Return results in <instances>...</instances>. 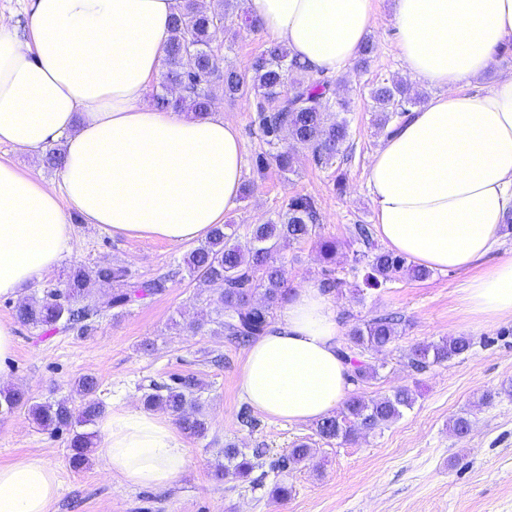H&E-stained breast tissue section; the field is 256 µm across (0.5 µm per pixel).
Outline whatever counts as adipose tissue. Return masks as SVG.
<instances>
[{"instance_id": "ef3b65f1", "label": "adipose tissue", "mask_w": 512, "mask_h": 512, "mask_svg": "<svg viewBox=\"0 0 512 512\" xmlns=\"http://www.w3.org/2000/svg\"><path fill=\"white\" fill-rule=\"evenodd\" d=\"M175 0H33L26 26L0 16V144L60 146L57 184L0 161V297L19 298L73 248L63 209L116 235L174 245L206 239L235 207L245 165L237 125L145 104ZM259 28L311 71L339 74L376 24L372 0H248ZM411 75L437 93L411 112L368 169L376 227L395 253L467 270L512 215V76L470 91L512 42V0H393ZM468 312L512 316V258L472 276ZM328 294L293 290L247 350L240 386L257 411L316 422L350 394ZM98 454L128 484L164 488L187 468L167 415L122 408L99 421ZM58 478L42 459L0 466V512H49Z\"/></svg>"}]
</instances>
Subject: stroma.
Listing matches in <instances>:
<instances>
[{
    "instance_id": "obj_1",
    "label": "stroma",
    "mask_w": 512,
    "mask_h": 512,
    "mask_svg": "<svg viewBox=\"0 0 512 512\" xmlns=\"http://www.w3.org/2000/svg\"><path fill=\"white\" fill-rule=\"evenodd\" d=\"M372 3L376 26L369 35L374 45L370 65L361 71L346 66L334 79L337 95L351 100L346 114L349 147L334 166L317 167L310 150L301 147L295 173L285 175L273 167L257 171L254 158L262 142L252 124V102L216 99L215 111L239 127L243 179L252 187L224 221L244 235L250 225L272 219L285 198L296 193L315 197L320 221L314 234L280 254L285 286L291 291L320 282L325 267L320 244L335 241V272L345 285L331 301L342 331L388 312L402 319L393 344L361 353V360L378 366L379 372L354 385L353 392L371 399L406 386L415 394L412 408L351 444L320 439L314 424H291L260 412L254 426L242 425L239 415L248 405L240 388L246 346L229 344L207 328L187 329L199 311L196 296L206 290L183 263L190 244L115 236L74 213L72 253L28 288V296L56 287L71 267L107 263L127 266L140 281L167 275L166 289L134 302L121 316L97 318L83 335L17 325L14 354L1 369L0 388L22 391L37 401L74 400L76 380L91 373L109 412L141 407L143 385L191 373L201 384L210 429L202 439L184 437L189 466L170 486L150 489L127 485L96 455L84 469L73 470L67 434L39 430L23 409L0 415V466L38 457L56 471L59 490L49 512H512V396L502 392L512 384V316L487 322L470 315L463 302L469 275L454 270L432 271L423 281L406 278L384 288H354L363 273L352 268L359 248L352 230L375 222L367 176L384 140L372 122V81L408 75L397 45L393 0ZM270 42L260 31L234 27L218 35L214 48L225 64L247 75L254 57ZM340 173L346 182L342 192L335 186ZM462 334L473 342L465 355L423 372L407 367L403 355L411 346ZM147 340L153 343L148 352L142 348ZM460 415L471 421L463 435L451 427ZM302 441L314 450L303 468L268 474L259 484L213 476L225 443L248 453L263 449L272 460ZM278 484L287 486V499L273 497Z\"/></svg>"
}]
</instances>
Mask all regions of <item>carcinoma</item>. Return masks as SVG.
I'll use <instances>...</instances> for the list:
<instances>
[{
	"label": "carcinoma",
	"instance_id": "1",
	"mask_svg": "<svg viewBox=\"0 0 512 512\" xmlns=\"http://www.w3.org/2000/svg\"><path fill=\"white\" fill-rule=\"evenodd\" d=\"M229 7L228 0H216L209 8L201 6L200 0H177L165 49L166 70L159 89L153 92L154 104L203 116L209 114L213 100L220 95L251 97L255 106L253 123L266 146L256 155L258 170L274 166L283 174L295 172L296 145L310 149L315 165L332 166L347 149L349 130L346 120L333 121L331 116L335 110L348 111L349 100L336 97L333 81L309 71L291 57L284 44L271 43L256 55L248 79L230 67L221 68L219 55L213 49L217 25L227 23L234 15L241 26L256 29L248 11L232 14ZM370 98L373 122L380 131L394 116L402 117L419 104V98L403 78H376ZM317 221L315 199L307 194H294L283 202L276 219L252 225L244 242L239 241L234 225L215 227L184 258L192 279L221 287L216 299L203 300L200 317L190 324V329L214 325L217 334L232 342L255 341L265 335L273 324L275 310L286 296L285 268L278 256L284 247L310 238ZM354 239L364 250L354 254L352 269L367 262L369 272L363 284L368 288L384 287L402 278L424 280L430 276L428 269L408 262L406 256L379 247L365 224L355 225ZM97 283L108 284L112 289L93 297L90 288ZM165 289L166 277L138 281L123 265H99L92 270L75 267L67 273L61 287L21 302L16 307V317L21 324L35 329L82 333L96 318L108 313L117 316L139 296L160 294ZM398 336L397 323L391 316L354 326L347 344L338 349L341 358L352 366L351 382H363L377 374L374 367L353 356L354 351L386 348ZM471 346L467 336L418 345L407 354V364L421 372L464 354ZM75 387L83 398L78 407L67 398L36 402L17 390L0 389V409L11 413L24 408L39 428L69 431L70 464L80 469L88 464L96 448V433L85 427L94 425L101 417L103 405L95 398L99 387L95 375L80 376ZM200 392L201 386L193 377L176 375L168 383L149 385L144 406L167 411L186 434L201 438L208 432L209 423L202 412ZM414 400L413 391L405 387L370 400L353 395L344 403L341 416H330L317 423L316 433L327 441L351 443L360 431L370 432L392 423L403 410L412 407ZM311 456L310 446L302 442L271 461L269 469H296ZM263 457L260 448L254 449L249 458L229 443L224 448V462L215 466L213 476L217 480H247L266 465Z\"/></svg>",
	"mask_w": 512,
	"mask_h": 512
}]
</instances>
